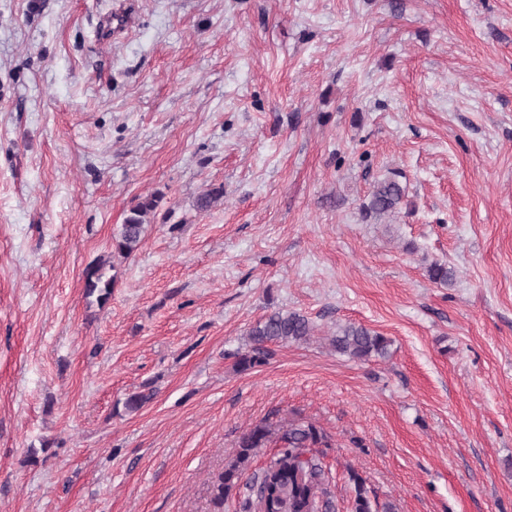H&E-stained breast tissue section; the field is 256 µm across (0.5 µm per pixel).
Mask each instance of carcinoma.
Wrapping results in <instances>:
<instances>
[{
    "label": "carcinoma",
    "mask_w": 512,
    "mask_h": 512,
    "mask_svg": "<svg viewBox=\"0 0 512 512\" xmlns=\"http://www.w3.org/2000/svg\"><path fill=\"white\" fill-rule=\"evenodd\" d=\"M405 196L401 183L394 177L377 181L363 215L380 221L399 209ZM224 197V187H214L198 196L196 205L207 211ZM162 201L159 194L145 196L133 205L112 237L113 251L123 256L137 250L148 217L155 213ZM428 275L435 282L446 284L453 278L448 266L434 262L428 267ZM85 288L97 300L106 302L112 294L114 280L105 276L104 264L89 265L84 274ZM313 331L309 319L298 312L278 309L265 315L249 331L250 349L240 355L237 367L249 370L265 364L272 343L305 341ZM330 346L339 354L353 359L367 360L381 357L388 352L390 340L362 325L347 324L329 339ZM275 438L274 453L270 462L243 478L257 449L267 447ZM327 435L314 423L293 419L288 426L276 432L265 422H259L243 433L236 451L211 484V503L214 512H224V505L231 497H237L235 512H337L332 490L333 477L323 463L316 448H328ZM352 487L351 512H394L392 503L378 504L374 491L367 480L353 467L346 469Z\"/></svg>",
    "instance_id": "cac0c4a2"
}]
</instances>
